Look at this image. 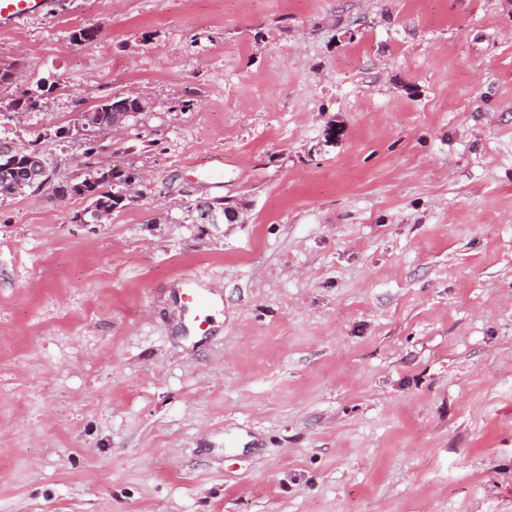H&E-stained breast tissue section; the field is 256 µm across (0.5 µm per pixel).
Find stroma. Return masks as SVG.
I'll return each mask as SVG.
<instances>
[{
    "label": "stroma",
    "instance_id": "stroma-1",
    "mask_svg": "<svg viewBox=\"0 0 512 512\" xmlns=\"http://www.w3.org/2000/svg\"><path fill=\"white\" fill-rule=\"evenodd\" d=\"M0 61L53 181L128 91L150 176L0 198V512H512V0H59ZM211 200L213 205L220 210L224 211V207H232L226 206L229 204L225 203L226 201L224 198H215ZM241 214L242 212L236 209H230L226 212L224 211V213L216 209H210L205 211L204 218L208 221L209 224H214L215 226L227 223L241 224L244 223V219L242 218ZM184 302L192 307L196 312L194 317V322L197 324L199 330H206L209 326V321L211 317V308L212 302L211 300L205 296L203 293L196 291L193 288H189L185 293H183ZM205 327V328H203Z\"/></svg>",
    "mask_w": 512,
    "mask_h": 512
}]
</instances>
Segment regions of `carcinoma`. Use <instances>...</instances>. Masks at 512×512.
<instances>
[{
	"mask_svg": "<svg viewBox=\"0 0 512 512\" xmlns=\"http://www.w3.org/2000/svg\"><path fill=\"white\" fill-rule=\"evenodd\" d=\"M100 113L94 124L84 125L87 132L84 157L93 160L87 166L86 177L79 183H54L51 180V169L48 158L42 152L38 156L43 161L45 173L41 177L43 186L51 188L54 198L64 200L71 195H79L90 201L85 213L91 218L106 210L113 212L122 209L132 202L127 196V186L132 181H140V169L131 162L116 161L110 169H106L95 161V156L105 148L104 140L111 132L113 115L129 120L144 111L142 101L137 96L116 94L94 108ZM32 151L24 147H9L0 144V196H17L30 188L26 179L21 176L25 156Z\"/></svg>",
	"mask_w": 512,
	"mask_h": 512,
	"instance_id": "1",
	"label": "carcinoma"
}]
</instances>
